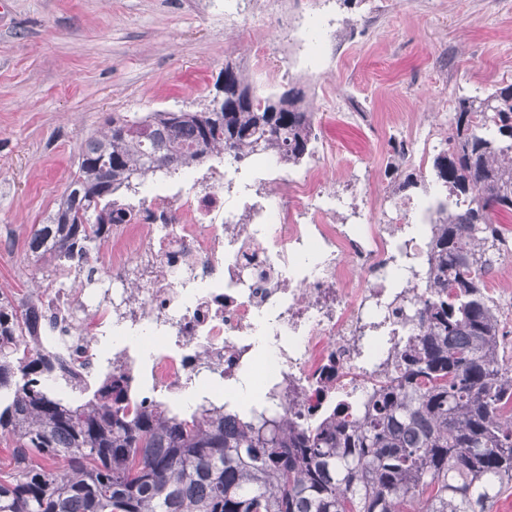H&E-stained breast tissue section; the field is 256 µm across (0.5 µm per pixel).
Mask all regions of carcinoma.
I'll list each match as a JSON object with an SVG mask.
<instances>
[{
    "instance_id": "obj_1",
    "label": "carcinoma",
    "mask_w": 512,
    "mask_h": 512,
    "mask_svg": "<svg viewBox=\"0 0 512 512\" xmlns=\"http://www.w3.org/2000/svg\"><path fill=\"white\" fill-rule=\"evenodd\" d=\"M220 112L112 118L90 137L57 209L32 229L26 254L42 275L78 246L98 250L107 223L133 209L113 195L136 179L226 156L312 155L316 113L302 91L261 98L238 70ZM447 148L433 159L449 199L436 206L427 288L386 386L350 417L305 428L224 408L179 415L164 403L125 409L111 378L76 403L40 384L52 367L21 352L27 313L0 293V512H494L512 488V377L501 372V313L484 296L480 256L512 241L494 216L512 213V82L461 97ZM41 458L52 461L42 465Z\"/></svg>"
}]
</instances>
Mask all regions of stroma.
I'll return each instance as SVG.
<instances>
[{"label": "stroma", "instance_id": "35a3bbf8", "mask_svg": "<svg viewBox=\"0 0 512 512\" xmlns=\"http://www.w3.org/2000/svg\"><path fill=\"white\" fill-rule=\"evenodd\" d=\"M257 12L261 23L248 26ZM259 40L269 45L263 69L252 62ZM228 63L260 95L303 89L318 142L338 150L337 191L381 193L372 220L386 224L396 199L438 197L432 162L458 97L512 82V0H0V291L31 294L28 234L105 118L200 110ZM269 68L283 78L267 80ZM416 124L435 127L436 139L422 159L399 157L392 142ZM355 157L367 173L351 187L344 171ZM396 167L418 184L397 190Z\"/></svg>", "mask_w": 512, "mask_h": 512}]
</instances>
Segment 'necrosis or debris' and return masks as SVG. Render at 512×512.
Instances as JSON below:
<instances>
[{
  "instance_id": "necrosis-or-debris-1",
  "label": "necrosis or debris",
  "mask_w": 512,
  "mask_h": 512,
  "mask_svg": "<svg viewBox=\"0 0 512 512\" xmlns=\"http://www.w3.org/2000/svg\"><path fill=\"white\" fill-rule=\"evenodd\" d=\"M334 154L325 145L297 176L267 157L265 195L230 164L141 186L133 223L101 244L107 270L73 259L45 274L29 318L59 360L46 384L71 394L121 376L134 407L192 391L229 401L259 365L266 415L304 426L365 402L417 332L432 227L339 220Z\"/></svg>"
}]
</instances>
